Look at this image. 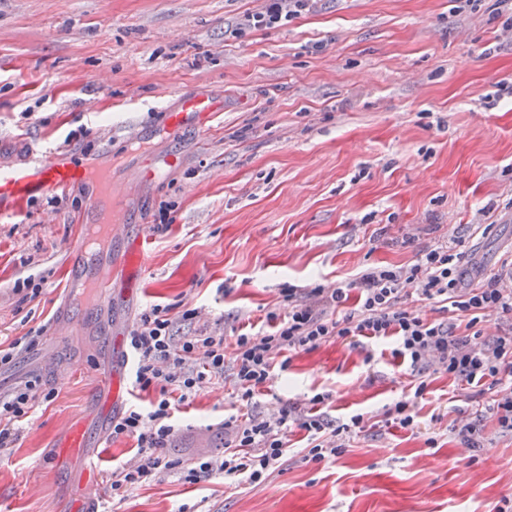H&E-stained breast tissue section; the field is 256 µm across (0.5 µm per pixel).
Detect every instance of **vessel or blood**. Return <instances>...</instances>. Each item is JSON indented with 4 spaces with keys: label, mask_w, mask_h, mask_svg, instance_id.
<instances>
[{
    "label": "vessel or blood",
    "mask_w": 512,
    "mask_h": 512,
    "mask_svg": "<svg viewBox=\"0 0 512 512\" xmlns=\"http://www.w3.org/2000/svg\"><path fill=\"white\" fill-rule=\"evenodd\" d=\"M176 99L177 109L164 115V128L170 134L186 126L209 132L224 110L222 102L204 94L180 93ZM112 134V128H102V152L78 162L64 147L35 144L23 164L0 168V217L23 214L33 198L82 188L87 206L73 217L79 232L67 249V275L71 295L89 299L93 310L111 305L115 281L136 287L148 260L144 237L128 235V202L139 185L116 176L109 151ZM99 386L96 413L108 419L128 391L125 365L102 376ZM90 444L84 421H73L56 442L57 456L62 460L82 456ZM58 493L67 505L66 512H99L102 495L95 463L86 461L81 479L59 488Z\"/></svg>",
    "instance_id": "vessel-or-blood-1"
}]
</instances>
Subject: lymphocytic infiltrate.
<instances>
[{"instance_id":"obj_1","label":"lymphocytic infiltrate","mask_w":512,"mask_h":512,"mask_svg":"<svg viewBox=\"0 0 512 512\" xmlns=\"http://www.w3.org/2000/svg\"><path fill=\"white\" fill-rule=\"evenodd\" d=\"M315 2L269 0L265 10L244 16L239 27L284 25L311 10ZM458 245L452 237L423 246L412 265L370 267L342 285H317L301 301L295 289H288L284 296L287 314H267L275 324L270 334L243 333L229 342L223 333L202 331L178 340L170 333L169 307L156 305L144 311L127 338L135 360L132 384L141 391L155 390L157 396L149 411L133 408L112 420L113 435L132 437L139 448L134 462L113 471V496H123L131 488L171 473L189 484L217 471L261 484L284 457L288 431L294 426L306 432L311 460L320 462L341 454L347 439L365 432L368 422L363 415L335 426L297 407L283 409L269 419L251 414L225 419L223 455L203 454L184 463L166 453L179 433L172 422V396L183 401L195 396L212 379L223 377L229 362L238 397L251 402L269 379L279 355L297 349L310 351L335 339L393 336L399 355L408 358L417 372L445 373L463 386L488 382L495 394L485 411L495 418L501 432L512 434V335L480 344L469 336L479 324L493 319L512 324V262L503 263L500 273L466 288ZM412 296L450 306L456 323L422 317L408 305ZM43 395L40 380L34 379L0 396V449L17 440V422L28 418Z\"/></svg>"}]
</instances>
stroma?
I'll return each instance as SVG.
<instances>
[{"instance_id": "1", "label": "stroma", "mask_w": 512, "mask_h": 512, "mask_svg": "<svg viewBox=\"0 0 512 512\" xmlns=\"http://www.w3.org/2000/svg\"><path fill=\"white\" fill-rule=\"evenodd\" d=\"M266 0H0V168L23 162L31 142L67 143L77 156L100 149L98 122L83 101L100 100V122L125 108L150 123L174 104L170 90L223 97L213 131L144 147L112 142L128 179L143 155L166 165L130 211L143 217L149 261L134 292L117 288L112 325L130 331L152 305L169 307L172 333L266 332L268 311L285 313L281 291L305 295L375 266L413 263L419 247L456 235L465 284L512 257V11L500 0H317L284 26L236 35ZM109 83H99L100 74ZM79 193L43 221L46 198L0 221V349L42 335L0 367V392L42 379L48 399L19 422L0 450V499L11 512H62L56 493L76 461H58L63 426L84 414L110 361L93 327L69 341L48 330L66 314L63 269L77 236ZM167 208L172 224L152 218ZM42 281L36 298L16 280ZM198 309L195 319L185 309ZM394 340L355 337L291 352L252 403L234 392L233 370L176 404L170 458L224 449V420L277 416L286 404L316 406L327 420L356 414L373 426L345 451L306 460L304 431L265 482L212 474L190 485L177 475L104 498V512H497L512 500V435L477 387L437 373L414 397ZM410 399L417 425L386 424ZM475 423L480 448L452 427Z\"/></svg>"}]
</instances>
